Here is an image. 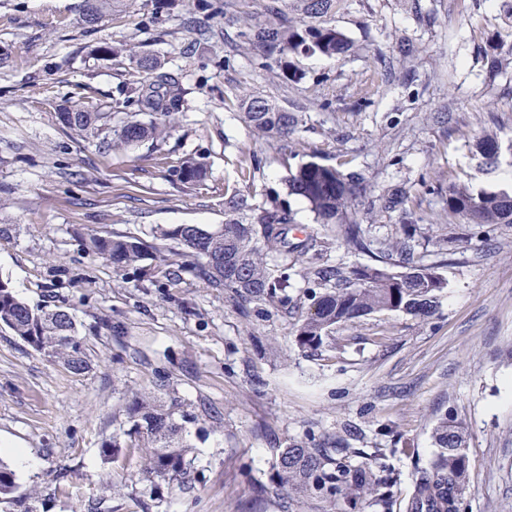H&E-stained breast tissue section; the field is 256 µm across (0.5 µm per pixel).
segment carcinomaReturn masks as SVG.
I'll list each match as a JSON object with an SVG mask.
<instances>
[{"mask_svg":"<svg viewBox=\"0 0 512 512\" xmlns=\"http://www.w3.org/2000/svg\"><path fill=\"white\" fill-rule=\"evenodd\" d=\"M333 2L304 0L302 11L310 17L323 15ZM110 11L112 0H84L83 20L94 24ZM269 14V20L246 27L239 36L263 57L274 59L285 74L290 70L292 55L340 57L351 49L347 37L332 25H293L275 6ZM196 35L183 54L194 55L211 38V26L199 23ZM129 55L137 68L149 75L126 89L127 99L138 106L143 118L114 124L110 112L67 107L58 112L64 126L81 136L98 139L107 151L127 152L146 142L166 139L183 107L179 83L163 72L157 56L141 54L132 47ZM239 118L257 136L285 141L299 125L297 115L261 96L245 101ZM475 149L482 164L499 165L501 144L496 137L481 136ZM207 173L208 165L201 156L185 157L178 167L180 180L191 186L202 183ZM287 182L289 194L306 201L316 223L329 228V232L293 238L294 217L287 203L272 198L256 205L249 196L235 191L224 196V224L216 228L199 224L154 227L153 238L171 242L173 247L156 250L153 265L142 264L153 245L132 235L106 231L92 234L85 240V251L117 271L132 268L140 282L151 285L158 282L161 273L174 281L180 272H190L208 287L224 290L225 299L246 317L252 312L262 315L272 309L284 313L298 309L294 336L303 352L320 350L338 328L355 319L390 312L427 317L437 310L448 283L439 272L441 263L423 262L417 225L403 226V241L395 248H370L367 229L352 212V207L367 197L368 180L363 173L307 161L290 171ZM409 203L408 192L397 190L376 196L370 205L386 213H405ZM446 204L448 213L461 215L470 224H512V190L474 191L450 184ZM339 238L348 250L370 254V262L360 266L328 264L325 256ZM270 252L279 255L280 260L267 261ZM185 254L198 261L191 267L183 266L179 257ZM290 257L306 259L308 288L302 299L290 292ZM0 327L32 349L61 359L74 372L88 367L84 340L71 315L59 308L29 306L3 279ZM168 390L169 379L161 376L152 391L132 396L125 409V440L112 437L101 446L100 454L109 457L123 443L129 448H143L147 480L185 479L191 460L190 448L183 444L182 422L188 414L177 397L164 399ZM432 439L438 448L436 459L431 466L416 470L404 512H460L468 486L466 424L455 415L445 414L435 423ZM273 467L275 490L306 495L336 512H352L362 499L371 501L376 512H393L398 505L390 490V468L381 448L367 461L359 462L343 442L310 437L280 449ZM17 491L16 472L0 461V504L15 506L19 512H37L36 500L23 498Z\"/></svg>","mask_w":512,"mask_h":512,"instance_id":"cac0c4a2","label":"carcinoma"}]
</instances>
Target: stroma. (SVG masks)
<instances>
[{
	"mask_svg": "<svg viewBox=\"0 0 512 512\" xmlns=\"http://www.w3.org/2000/svg\"><path fill=\"white\" fill-rule=\"evenodd\" d=\"M82 5L0 0V46L12 50L0 64V278L30 306L68 311L88 359L73 372L0 328V441L35 461L0 451L21 492L37 495L39 512H240L246 483L271 486L279 448L311 433L355 451L392 449L404 499L436 453V420L453 413L468 426L464 512H512V224H470L445 204L452 183L512 185L507 163L486 172L473 156L484 133L512 147V62L494 70L487 60L512 38V0H336L326 20L351 52L292 57L291 78L237 36L268 19L270 0H224L212 18L224 38L192 56L188 20L208 17L204 0H118L93 25ZM130 45L165 60L185 109L166 140L106 152L57 113L136 112L118 94L139 77ZM253 96L301 116L287 147L240 121ZM250 148L262 165L244 182ZM194 153L210 173L189 186L177 165ZM308 160L364 173L375 196L409 190L407 215L357 206L374 241L414 221L424 249L447 236L448 288L433 316L361 318L307 353L293 317H243L188 274L143 288L84 250L99 231L148 240L158 225L223 224L226 186L259 203ZM163 374L198 419L183 431L189 475L157 484L141 476L140 449L108 459L99 449L132 394ZM205 408L217 422L201 419Z\"/></svg>",
	"mask_w": 512,
	"mask_h": 512,
	"instance_id": "obj_1",
	"label": "stroma"
}]
</instances>
